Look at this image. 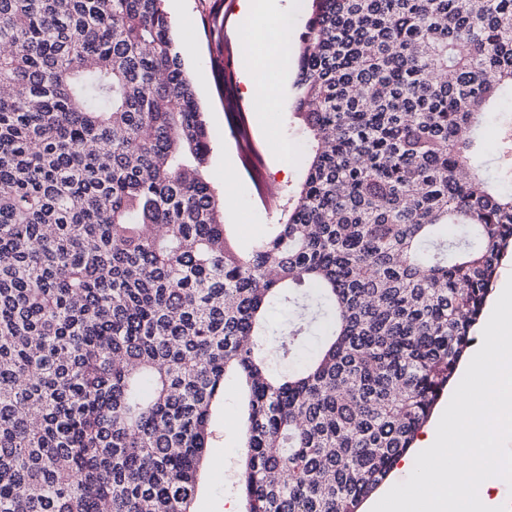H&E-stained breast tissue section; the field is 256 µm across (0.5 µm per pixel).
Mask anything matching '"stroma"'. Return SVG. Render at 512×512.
<instances>
[{
  "label": "stroma",
  "mask_w": 512,
  "mask_h": 512,
  "mask_svg": "<svg viewBox=\"0 0 512 512\" xmlns=\"http://www.w3.org/2000/svg\"><path fill=\"white\" fill-rule=\"evenodd\" d=\"M288 39L282 61L275 72L281 85L270 111H248V135L232 138L239 105L247 104L242 80L224 81L226 50L234 52L236 72H243L249 54H263L260 42H247L246 17L240 0H165L173 34L187 47L185 65L211 133V153L206 174L222 195L231 197L224 207V222L239 249L251 250L274 224L282 222L291 190L304 174L306 142L299 120L292 113L293 82L299 37L309 15V0H292ZM257 149L265 165L261 173L269 198L260 196L242 159ZM227 392L213 415L214 437L206 453V464L194 504L195 512H224L239 503L235 471L242 450L241 404L234 380H227Z\"/></svg>",
  "instance_id": "1"
}]
</instances>
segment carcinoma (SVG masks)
<instances>
[{"label": "carcinoma", "mask_w": 512, "mask_h": 512, "mask_svg": "<svg viewBox=\"0 0 512 512\" xmlns=\"http://www.w3.org/2000/svg\"><path fill=\"white\" fill-rule=\"evenodd\" d=\"M310 2L244 253L164 0H0V512H194L230 373L243 512H359L447 391L512 250V0Z\"/></svg>", "instance_id": "carcinoma-1"}]
</instances>
